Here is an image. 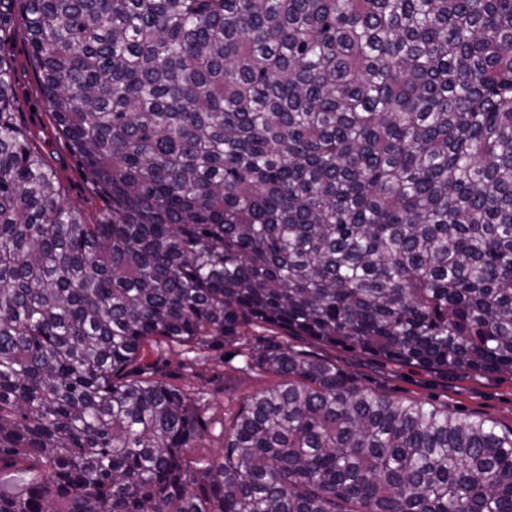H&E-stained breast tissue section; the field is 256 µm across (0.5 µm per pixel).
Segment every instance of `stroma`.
<instances>
[{
	"label": "stroma",
	"mask_w": 512,
	"mask_h": 512,
	"mask_svg": "<svg viewBox=\"0 0 512 512\" xmlns=\"http://www.w3.org/2000/svg\"><path fill=\"white\" fill-rule=\"evenodd\" d=\"M24 11L23 0H16L6 26L0 30V61L6 63L13 75L11 110L16 124L28 135L31 148L57 175L64 201L78 207L86 223L93 224L110 211L111 205L53 121L29 52ZM267 335L266 329H253L240 342L214 351L199 364L165 348L160 352L161 366L169 382L191 387L193 392L201 394L209 415L219 419L228 405L225 387H233L238 397L243 398L272 385L270 375L242 369L243 353L262 346ZM291 345L305 355L336 362L354 373L360 386L382 390L402 400L445 407L459 416L479 415L503 428L512 427V376L477 373L444 376L310 339H295Z\"/></svg>",
	"instance_id": "1"
}]
</instances>
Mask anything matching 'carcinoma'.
Instances as JSON below:
<instances>
[{
    "label": "carcinoma",
    "instance_id": "obj_1",
    "mask_svg": "<svg viewBox=\"0 0 512 512\" xmlns=\"http://www.w3.org/2000/svg\"><path fill=\"white\" fill-rule=\"evenodd\" d=\"M24 21L112 210L62 201L0 61V512H512V428L286 342L512 376V0H27ZM255 327L246 368L275 382L220 420L150 361Z\"/></svg>",
    "mask_w": 512,
    "mask_h": 512
}]
</instances>
